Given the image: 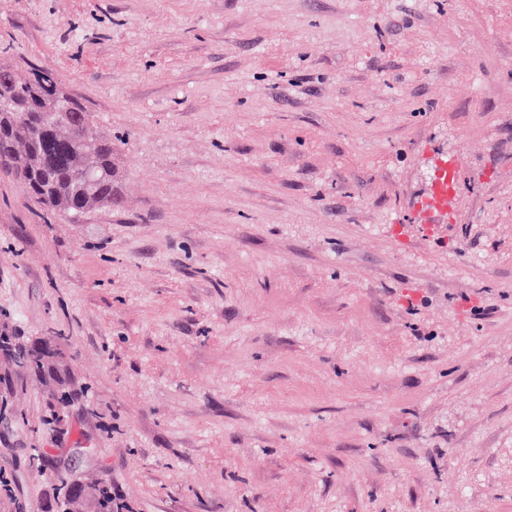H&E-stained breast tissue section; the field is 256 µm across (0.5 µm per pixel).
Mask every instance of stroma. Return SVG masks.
<instances>
[{
	"mask_svg": "<svg viewBox=\"0 0 512 512\" xmlns=\"http://www.w3.org/2000/svg\"><path fill=\"white\" fill-rule=\"evenodd\" d=\"M0 64L124 174L0 175V326L94 390L12 375L0 512H512V0H0ZM83 498L85 500V494L83 491ZM88 511L91 512H119L122 509V505L114 503L112 498V486L107 481L99 483L93 501L87 503L85 500ZM116 508V510H114Z\"/></svg>",
	"mask_w": 512,
	"mask_h": 512,
	"instance_id": "stroma-1",
	"label": "stroma"
}]
</instances>
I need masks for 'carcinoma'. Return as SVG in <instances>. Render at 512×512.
Masks as SVG:
<instances>
[{"instance_id":"1","label":"carcinoma","mask_w":512,"mask_h":512,"mask_svg":"<svg viewBox=\"0 0 512 512\" xmlns=\"http://www.w3.org/2000/svg\"><path fill=\"white\" fill-rule=\"evenodd\" d=\"M0 166L16 163L28 194L44 208L69 218L116 205L122 173L112 139L98 129L92 113L58 92L56 77L35 69L27 79L0 66ZM27 360L26 372L39 382L50 375L63 382L66 362L50 359L51 350L25 348L22 337L0 338V349ZM91 512H119L112 486L99 483Z\"/></svg>"}]
</instances>
